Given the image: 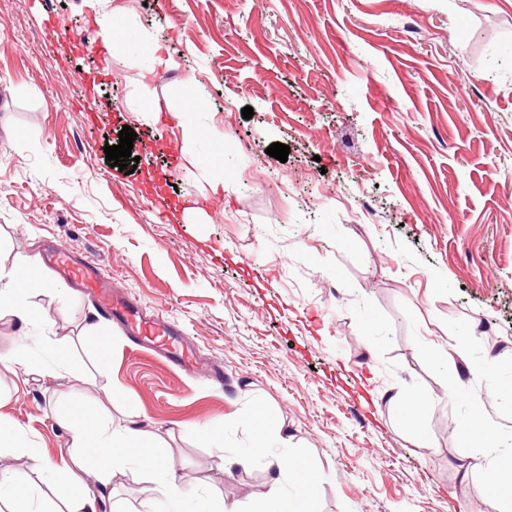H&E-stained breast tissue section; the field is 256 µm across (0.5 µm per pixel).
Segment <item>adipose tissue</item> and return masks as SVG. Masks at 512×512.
I'll use <instances>...</instances> for the list:
<instances>
[{
  "label": "adipose tissue",
  "instance_id": "obj_1",
  "mask_svg": "<svg viewBox=\"0 0 512 512\" xmlns=\"http://www.w3.org/2000/svg\"><path fill=\"white\" fill-rule=\"evenodd\" d=\"M38 293L55 299L60 289L46 279L38 257H30L18 267L0 269V314L8 313L27 324L50 328L47 314L33 311L27 303L29 295ZM52 418L68 434V444L56 463L43 465L41 451L24 450L32 463L31 470L0 469V492L10 495L7 512H37L28 493L30 471L49 470L54 486L65 492L62 512H98L96 487L110 486L133 468L156 475V493L170 501L190 497V489L178 479L171 462L154 451L153 433L131 425L113 429L97 413L80 401L57 404L49 410ZM254 454H264L269 439H276L282 448L280 455L269 463L270 478L262 500V512H295L289 498L283 494V481H290L303 499L311 498L316 479L308 464L288 453L289 437L281 426L272 423L266 411L253 417Z\"/></svg>",
  "mask_w": 512,
  "mask_h": 512
}]
</instances>
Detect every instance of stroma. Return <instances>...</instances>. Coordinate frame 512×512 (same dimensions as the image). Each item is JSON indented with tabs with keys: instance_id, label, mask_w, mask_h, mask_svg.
Returning <instances> with one entry per match:
<instances>
[{
	"instance_id": "35a3bbf8",
	"label": "stroma",
	"mask_w": 512,
	"mask_h": 512,
	"mask_svg": "<svg viewBox=\"0 0 512 512\" xmlns=\"http://www.w3.org/2000/svg\"><path fill=\"white\" fill-rule=\"evenodd\" d=\"M126 23L110 61L82 0H0V266L57 242L96 261L148 318L179 330L180 364L133 344L69 278L40 326L0 320V418L57 461L52 402L137 423L196 495L253 512L263 407L319 476L299 512H480L495 465L459 482L469 400L512 366V0H99ZM170 60L150 83L151 47ZM192 120L182 113L192 100ZM252 107V118L242 116ZM136 133L128 174L105 146ZM288 145L287 162L267 155ZM224 192L211 190L216 170ZM373 219H359L361 204ZM477 324L478 335L467 333ZM95 326L96 340L86 338ZM71 373L50 376L56 348ZM421 393L420 432L386 395ZM223 424L215 449L193 423ZM133 470L99 512L155 494Z\"/></svg>"
}]
</instances>
